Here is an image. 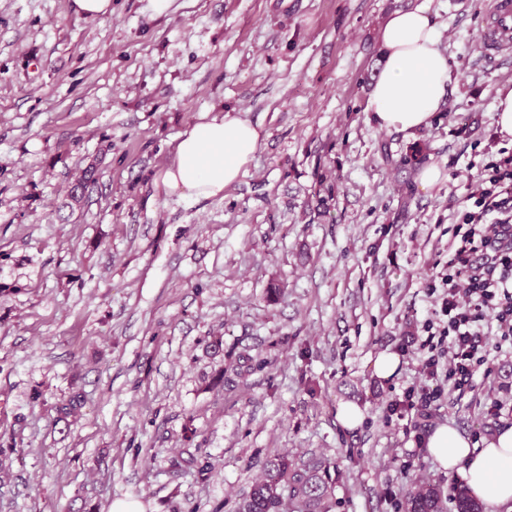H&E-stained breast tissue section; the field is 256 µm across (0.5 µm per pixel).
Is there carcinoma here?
I'll use <instances>...</instances> for the list:
<instances>
[{
  "label": "carcinoma",
  "mask_w": 512,
  "mask_h": 512,
  "mask_svg": "<svg viewBox=\"0 0 512 512\" xmlns=\"http://www.w3.org/2000/svg\"><path fill=\"white\" fill-rule=\"evenodd\" d=\"M329 470L324 459L298 464L284 455L270 460L239 504V512H323ZM453 502L455 512H483L463 486L456 488ZM406 512H448L447 501L436 487L421 483L407 497Z\"/></svg>",
  "instance_id": "1"
}]
</instances>
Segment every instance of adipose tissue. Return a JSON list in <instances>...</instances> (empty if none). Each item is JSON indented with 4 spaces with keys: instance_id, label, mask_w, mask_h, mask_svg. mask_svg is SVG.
<instances>
[{
    "instance_id": "ef3b65f1",
    "label": "adipose tissue",
    "mask_w": 512,
    "mask_h": 512,
    "mask_svg": "<svg viewBox=\"0 0 512 512\" xmlns=\"http://www.w3.org/2000/svg\"><path fill=\"white\" fill-rule=\"evenodd\" d=\"M381 44L384 62L369 111L384 128L412 132L427 127L451 82L435 21L422 8L394 12L382 29ZM260 141V126L239 114L204 115L179 135L161 183L170 195L219 196L238 179ZM428 446L443 468L461 472L473 499L486 505L512 501V427L477 447L455 428L443 426L433 432Z\"/></svg>"
}]
</instances>
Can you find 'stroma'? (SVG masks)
<instances>
[{"mask_svg": "<svg viewBox=\"0 0 512 512\" xmlns=\"http://www.w3.org/2000/svg\"><path fill=\"white\" fill-rule=\"evenodd\" d=\"M491 2L175 0L157 17L112 0L93 20L0 0V512H237L283 454L334 462L325 512H404L423 481L452 497L462 474L385 416L416 362L386 380L373 362L426 318L470 175L506 146L512 47L483 51ZM415 7L452 83L408 133L367 105L380 29ZM221 109L265 132L243 175L165 194L179 134ZM489 360L430 428L479 444L512 427V348ZM495 112L499 135L512 143V88L505 87L498 91Z\"/></svg>", "mask_w": 512, "mask_h": 512, "instance_id": "stroma-1", "label": "stroma"}]
</instances>
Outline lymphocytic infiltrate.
Masks as SVG:
<instances>
[{"instance_id":"obj_1","label":"lymphocytic infiltrate","mask_w":512,"mask_h":512,"mask_svg":"<svg viewBox=\"0 0 512 512\" xmlns=\"http://www.w3.org/2000/svg\"><path fill=\"white\" fill-rule=\"evenodd\" d=\"M481 189L460 216L462 229L448 248L447 271L425 283L434 297L402 355L416 360L424 384L405 388L387 406L404 435L423 446L422 421L438 408L445 387L472 386L490 337L512 341V154L489 161Z\"/></svg>"}]
</instances>
